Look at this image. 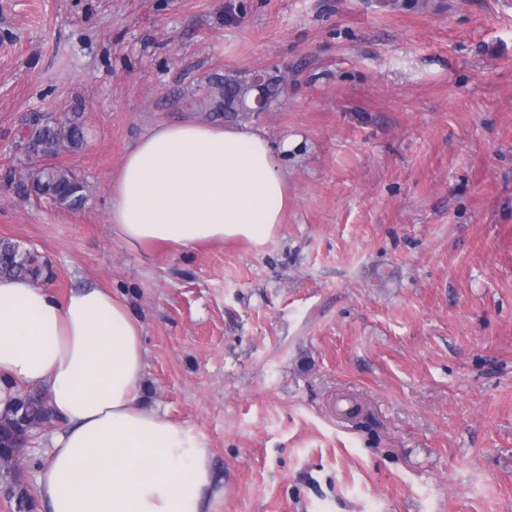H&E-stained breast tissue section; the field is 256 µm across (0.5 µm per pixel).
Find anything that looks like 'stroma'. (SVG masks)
<instances>
[{
    "label": "stroma",
    "mask_w": 512,
    "mask_h": 512,
    "mask_svg": "<svg viewBox=\"0 0 512 512\" xmlns=\"http://www.w3.org/2000/svg\"><path fill=\"white\" fill-rule=\"evenodd\" d=\"M397 2L0 0V237L57 293L126 294L145 406L212 450L209 512H512V9ZM256 69L288 76L250 121L288 147L276 239L115 241L126 151ZM76 112L54 163L85 206L19 197L26 126Z\"/></svg>",
    "instance_id": "stroma-1"
}]
</instances>
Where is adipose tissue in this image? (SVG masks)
Listing matches in <instances>:
<instances>
[{
  "instance_id": "1",
  "label": "adipose tissue",
  "mask_w": 512,
  "mask_h": 512,
  "mask_svg": "<svg viewBox=\"0 0 512 512\" xmlns=\"http://www.w3.org/2000/svg\"><path fill=\"white\" fill-rule=\"evenodd\" d=\"M288 181L267 136L248 126L182 120L128 149L110 185L112 234L139 252L274 240ZM147 350L123 296L66 294L0 279V415L20 390L45 391L63 423L35 492L45 512H206L219 492L200 434L148 410Z\"/></svg>"
}]
</instances>
